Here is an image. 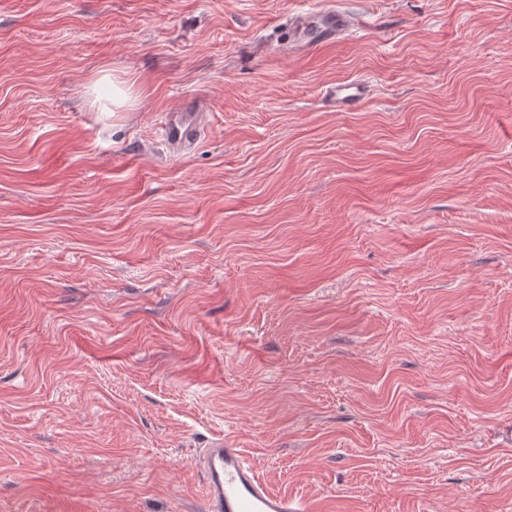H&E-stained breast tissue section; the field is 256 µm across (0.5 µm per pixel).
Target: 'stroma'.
<instances>
[{
    "mask_svg": "<svg viewBox=\"0 0 512 512\" xmlns=\"http://www.w3.org/2000/svg\"><path fill=\"white\" fill-rule=\"evenodd\" d=\"M334 2L0 0V512H512V0ZM317 14L318 15L314 16H303L296 26V32L301 34L309 30L313 17L320 19V24L315 32L314 41L305 43L307 49L313 46L318 47L327 43H334L340 37L351 32L355 25L352 16L346 11L328 8ZM368 95V85L364 79L343 82L327 91V101L337 112H351ZM206 107V101L202 97H190L184 100L179 112L167 114L163 136L170 150L182 151L200 139L204 133L203 112ZM197 475L203 487L206 512H308L316 510L303 499L272 492L258 475L243 448L223 440L201 448Z\"/></svg>",
    "mask_w": 512,
    "mask_h": 512,
    "instance_id": "1",
    "label": "stroma"
}]
</instances>
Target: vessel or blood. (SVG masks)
Masks as SVG:
<instances>
[{
  "mask_svg": "<svg viewBox=\"0 0 512 512\" xmlns=\"http://www.w3.org/2000/svg\"><path fill=\"white\" fill-rule=\"evenodd\" d=\"M318 17L319 26H312L307 16L296 26L300 33L314 30L313 44L317 47L336 42L354 27L352 16L335 8L320 11ZM367 94L366 80L358 78L330 88L327 101L336 111L350 112ZM206 107L205 99L190 97L180 111L167 114L163 134L170 150L182 151L200 139ZM196 469L203 487L205 512H309L305 500L272 492L244 449L222 441L215 443L201 449Z\"/></svg>",
  "mask_w": 512,
  "mask_h": 512,
  "instance_id": "b4317fda",
  "label": "vessel or blood"
}]
</instances>
